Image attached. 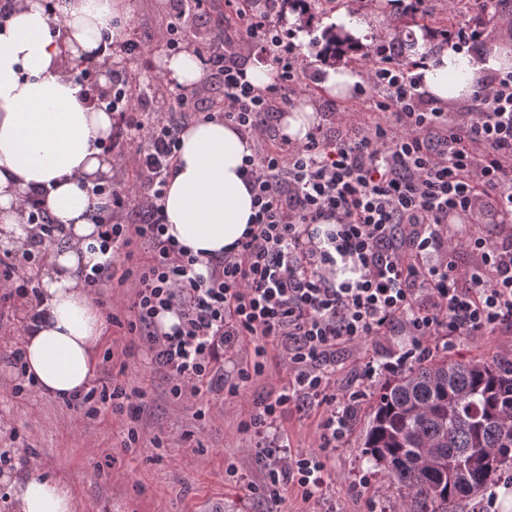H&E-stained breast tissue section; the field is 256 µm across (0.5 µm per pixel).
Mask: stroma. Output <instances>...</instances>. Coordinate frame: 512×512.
I'll use <instances>...</instances> for the list:
<instances>
[{"mask_svg": "<svg viewBox=\"0 0 512 512\" xmlns=\"http://www.w3.org/2000/svg\"><path fill=\"white\" fill-rule=\"evenodd\" d=\"M307 12L291 7L284 0L275 23L292 32L298 47L301 74L312 77L308 94L316 108L317 123L330 127V113L355 106V97L336 99L324 93L318 82L324 61L314 39L347 14L363 21L366 31L359 41L369 51L377 35H390L392 14L371 7L368 0H310ZM405 18H416V30L401 32L408 60H418L415 31L431 41H439L441 30L453 25L440 0L432 12L415 16L411 0H401ZM130 21L139 36L146 37L165 28L171 20L170 0H131ZM224 0H212L209 13L195 18L181 50H196L224 33ZM15 337L0 340V474L13 470L15 462H35L38 473L70 483L78 512H211L223 504L224 512H266L265 501L245 486L225 482V463H235L249 480L260 481L250 434L241 431L240 421L248 419L257 402L277 391L288 380L286 365L275 354H268L263 377L248 384L229 408L198 425L191 410L171 398L166 380L145 370V352L136 349L128 358L125 381L142 387L147 408L138 423L140 445L125 449L121 435L125 424L87 418L83 411L65 400L34 392L13 397L10 385L16 378L8 362ZM401 336L367 338L336 360V387L360 391L357 413L348 436L336 447L323 450L332 470L326 495L330 512H401L396 492L386 472L369 462L362 448L376 393L384 380L376 375L366 380L356 362L373 357L388 360L404 344ZM429 347L433 356L451 360L475 359L512 361V332L490 336H437ZM321 410L307 413L289 411L281 421L293 447L310 451L319 447L318 423ZM164 439L161 448L152 447L153 436Z\"/></svg>", "mask_w": 512, "mask_h": 512, "instance_id": "1", "label": "stroma"}]
</instances>
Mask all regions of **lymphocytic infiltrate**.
Here are the masks:
<instances>
[{
  "instance_id": "obj_1",
  "label": "lymphocytic infiltrate",
  "mask_w": 512,
  "mask_h": 512,
  "mask_svg": "<svg viewBox=\"0 0 512 512\" xmlns=\"http://www.w3.org/2000/svg\"><path fill=\"white\" fill-rule=\"evenodd\" d=\"M224 6L236 23L200 59L224 89L225 122L260 145L243 168L254 225L197 272L196 257L166 238L161 201L184 121L204 118L205 110L185 92L167 93L164 106L152 108L136 74L113 75L104 108L118 123L107 148H134L138 175L93 187L110 202L95 221L112 257L79 278L88 288L112 279L122 287L109 320L128 338L113 340L104 354L118 374L76 401L86 417L108 411L128 421L122 445L129 448L145 410L144 391L120 377L134 346L145 348L150 372L168 380L176 402L192 403L198 421L213 418L212 394L239 396L275 353L288 381L241 423L256 440L262 473L248 489L263 491L272 506L290 487L302 502H317L331 482L328 463L292 450L279 425L288 409L320 407L322 447L347 437L355 407L334 393L338 352L370 336L406 337L396 362H360L371 378L424 357L432 337L512 331V71L478 84L463 111L447 112L421 91L414 64L381 39L365 56L359 108L331 115L337 134L318 126L302 140L279 138L269 125L276 100L310 91L296 45L274 24L271 0ZM204 8L205 0H177L153 43L176 46ZM150 44L134 36L124 52L139 59ZM245 44L276 71L274 84L254 87L231 65ZM489 213L501 219L493 235L481 222ZM141 242L150 256L134 269L128 262ZM463 254L470 263H460ZM0 299L24 304L13 335L44 316L41 292L7 260L0 262ZM168 313L177 322L167 331ZM247 345L253 353L240 359Z\"/></svg>"
}]
</instances>
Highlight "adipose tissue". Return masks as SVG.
I'll use <instances>...</instances> for the list:
<instances>
[{
	"mask_svg": "<svg viewBox=\"0 0 512 512\" xmlns=\"http://www.w3.org/2000/svg\"><path fill=\"white\" fill-rule=\"evenodd\" d=\"M128 0H15L0 22V250L31 241L17 204L44 193L64 245L49 248L35 275L45 319L22 338L23 360L42 393L67 398L87 389L103 317L77 277L104 263L99 206L89 188L107 183L112 156L103 149L111 113L89 104L72 70L77 62L118 55L127 33ZM424 54L421 88L440 105L467 98L486 73L512 66V49L496 43L476 52L452 45ZM253 142L220 119L187 125L162 200L166 234L199 260L223 255L241 239L255 213L240 169ZM14 512H76L69 484L34 474L9 485Z\"/></svg>",
	"mask_w": 512,
	"mask_h": 512,
	"instance_id": "obj_1",
	"label": "adipose tissue"
}]
</instances>
